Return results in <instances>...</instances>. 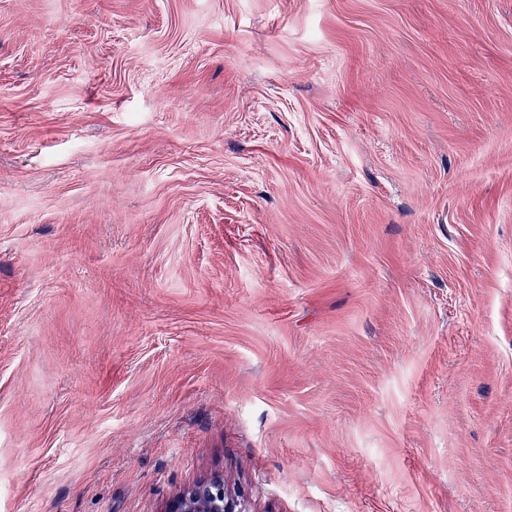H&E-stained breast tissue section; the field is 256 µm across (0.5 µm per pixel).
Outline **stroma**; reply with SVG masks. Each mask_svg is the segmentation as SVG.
Here are the masks:
<instances>
[{"label": "stroma", "mask_w": 512, "mask_h": 512, "mask_svg": "<svg viewBox=\"0 0 512 512\" xmlns=\"http://www.w3.org/2000/svg\"><path fill=\"white\" fill-rule=\"evenodd\" d=\"M512 512V0H0V512ZM164 512H246L224 489V476L215 474L173 497Z\"/></svg>", "instance_id": "stroma-1"}]
</instances>
